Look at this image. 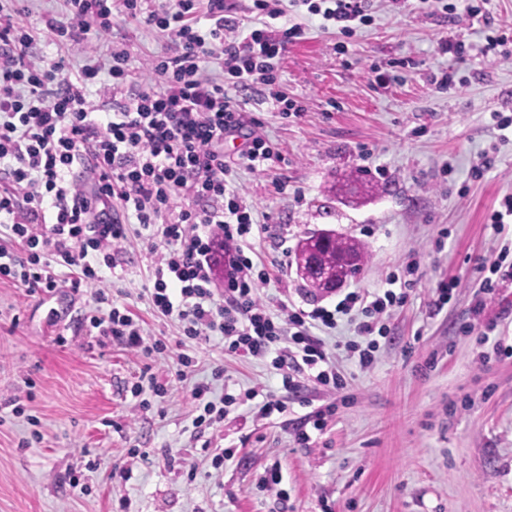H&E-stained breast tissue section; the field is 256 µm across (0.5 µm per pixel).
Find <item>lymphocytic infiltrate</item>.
Returning a JSON list of instances; mask_svg holds the SVG:
<instances>
[{"label": "lymphocytic infiltrate", "mask_w": 512, "mask_h": 512, "mask_svg": "<svg viewBox=\"0 0 512 512\" xmlns=\"http://www.w3.org/2000/svg\"><path fill=\"white\" fill-rule=\"evenodd\" d=\"M29 2L0 0V226L24 246L20 255L0 247V280L33 294L101 281L102 270L117 267L133 221L147 242L165 245L148 300L154 312L177 318L185 339L218 336L229 353L270 359L293 394L304 373L329 394L344 390L321 331L358 311L364 342L347 349L369 367L377 337L387 333L383 315L404 303L406 292L395 291L392 276L383 293L351 291L331 309L261 302L257 290L266 276L243 249L254 232L253 212L231 174L283 160L262 120L248 112L245 91L262 93L281 116L303 111L281 89L282 60L305 33L302 24L286 23L288 7H306L323 27L350 38L371 22V0H252L263 20L258 28L228 20L224 0H165L153 10L147 0H65V13L46 16L44 24L51 43L81 53L75 71L66 54L47 66L30 56L33 37L14 20ZM118 16L177 42L174 54L147 59L153 84L133 81L119 42L103 54L93 43ZM214 62L221 76L209 75ZM103 93L112 94L111 109L99 104ZM233 135L247 145L230 162L224 140ZM179 196L186 202L178 207ZM219 240L226 245L220 289L211 262ZM96 301L88 329L147 356L165 350L159 340L146 344L130 310L112 304L106 291ZM211 394L205 382L191 390L203 409L196 425H220L229 407L249 402L263 419L287 410L283 399L255 388L217 400Z\"/></svg>", "instance_id": "obj_1"}]
</instances>
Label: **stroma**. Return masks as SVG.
I'll return each mask as SVG.
<instances>
[{"label": "stroma", "instance_id": "1", "mask_svg": "<svg viewBox=\"0 0 512 512\" xmlns=\"http://www.w3.org/2000/svg\"><path fill=\"white\" fill-rule=\"evenodd\" d=\"M62 9V0H34L20 17L33 31L31 54L56 58L42 18ZM371 15L345 40L291 14L305 35L285 55L282 89L304 111L284 119L251 95L249 111L286 162L268 172L240 168L233 179L261 226L249 241L269 274L260 300L286 296L308 309L341 299L338 291L311 295L284 262L300 236L318 229L354 237L371 254L347 290L376 291L389 273L410 281L406 303L385 318L389 334L374 364L363 369L349 357L345 345L357 333L340 321L322 337L347 381L343 399L305 378L287 413L260 419L244 405L198 432L196 383H210L217 397L248 388L278 395L281 377L268 360L226 353L216 337L179 348L177 321L149 305L153 264L138 225H128L120 263L102 285L127 305L146 342L166 343L164 353L147 359L88 335L81 321L96 307L95 288L31 294L0 281V512H512V357L482 339L492 324L512 344V286L476 295L482 258L512 248V224L498 236L486 227L512 195V128L489 125L491 113L512 116V60L472 61L458 70L462 85L439 90L432 76L453 63L439 41L482 45L483 22L443 14L432 0L409 9L373 0ZM114 37L137 81L148 78L145 59L175 49L120 21L96 42L104 48ZM373 65L388 83L373 80ZM487 151L491 169L472 178ZM452 279L450 303L431 314L435 288ZM182 352L194 363L180 378ZM147 365L167 392H144L139 408L131 387ZM330 401L337 409L326 428L299 444L305 415ZM206 440L235 456L214 468ZM132 447L150 451L152 465L131 457ZM274 463L282 500L259 486ZM73 471L81 488L70 484Z\"/></svg>", "mask_w": 512, "mask_h": 512}]
</instances>
